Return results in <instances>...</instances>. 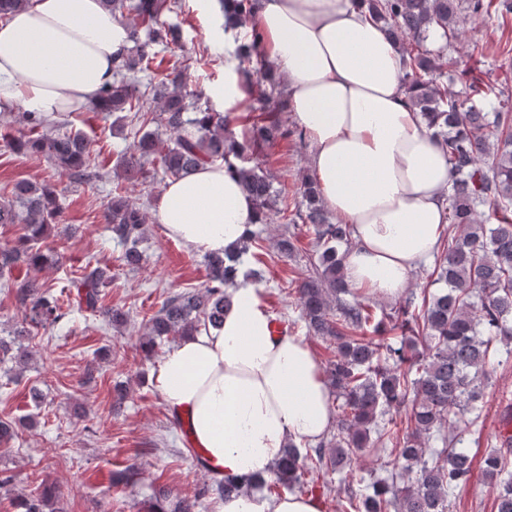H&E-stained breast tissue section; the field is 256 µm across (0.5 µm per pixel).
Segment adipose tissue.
Returning <instances> with one entry per match:
<instances>
[{
    "mask_svg": "<svg viewBox=\"0 0 512 512\" xmlns=\"http://www.w3.org/2000/svg\"><path fill=\"white\" fill-rule=\"evenodd\" d=\"M250 22L311 146L325 205L354 229L348 285L398 297L438 248L450 179L441 142L400 88V51L359 0H257ZM130 44L100 0H26L0 19V111L53 117L93 102ZM237 166L231 156L168 181L156 212L166 236L203 254L235 252L257 219ZM231 294L223 328L183 338L152 384L208 469L244 484L224 512H320L311 496L271 497L252 482L271 477L287 444L327 434L330 388L303 337L272 333L262 289L241 280Z\"/></svg>",
    "mask_w": 512,
    "mask_h": 512,
    "instance_id": "ef3b65f1",
    "label": "adipose tissue"
}]
</instances>
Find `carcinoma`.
Here are the masks:
<instances>
[{"label": "carcinoma", "mask_w": 512, "mask_h": 512, "mask_svg": "<svg viewBox=\"0 0 512 512\" xmlns=\"http://www.w3.org/2000/svg\"><path fill=\"white\" fill-rule=\"evenodd\" d=\"M234 16L224 28L249 17L253 0H234ZM373 20L398 44L403 58V83L416 111L441 139L448 158V230L435 259L432 275L444 283L437 294L422 289L391 308L379 311L367 301H349L351 288L344 278L345 253L350 245L349 224L330 221L317 184L303 182L296 202L273 187L259 164L251 163L246 146L228 135L229 116L192 103L187 91V66L177 60L157 84L153 99L160 108L158 125L170 133V143L159 146L158 131L147 130L117 155L116 169L128 179L145 174V165L157 164L161 173L178 178L204 162L224 161L234 155L245 191L254 199L260 223L271 212L282 218L293 213L316 246L313 271L297 288L301 318L308 333L336 344L334 359L324 375L341 400L336 433L328 442L302 451L290 445L278 459L273 477L259 485L271 490H304L303 477L314 469L340 475L338 512H450L455 492L473 479V456L458 447L457 431L466 416L479 419L481 379L497 352L493 342L506 346L512 356V90L474 74L463 58L448 54L463 34L461 12L479 16L490 9L508 15L512 0H364ZM102 6L130 28L132 46L116 63V79L95 103L97 111L118 115L143 125L151 122V102L131 73L152 70L155 45L179 43L176 28L161 20L171 0H101ZM241 58L256 62L266 72L262 36L252 29L239 46ZM458 73L461 88L446 81ZM281 99L261 108L262 118L252 128L250 145L270 146L302 132L288 129L279 113ZM23 119L37 137L20 139V151L42 154L73 182L100 177L79 131L59 132L56 125L34 112ZM486 207L496 223L483 219ZM58 212L55 190L49 186L17 183L0 198V224L22 221L27 233L11 246L0 247V277L12 275L20 264L43 268L56 262L40 241ZM106 223L122 246L120 261L134 269L141 265L145 216L122 190L108 202ZM261 232L247 230L238 254L206 255L208 284L202 290L175 292L149 319L141 347L149 353L156 340L190 336L199 327L219 329L229 305L227 288L235 285L240 255L258 247ZM295 234H283L276 249L284 257L297 251ZM112 281V269L86 263L70 280L79 310L102 314L113 326L127 321L119 308L102 306V288ZM15 299L22 321L7 336H0V362L15 361V345L32 338V330L58 323L65 317L63 292L32 279L16 284ZM406 410L404 420L394 415ZM441 439L442 447L427 443ZM379 449L394 454L386 475L373 473L356 482L348 480L360 455ZM484 480L493 494L494 512H512V434L499 435V447L486 452ZM242 487L229 479L205 486L192 499L181 498L168 509L166 490L156 492L148 512H196L202 500L226 498ZM58 495L50 486L11 499L16 512H66L56 506Z\"/></svg>", "instance_id": "1"}]
</instances>
